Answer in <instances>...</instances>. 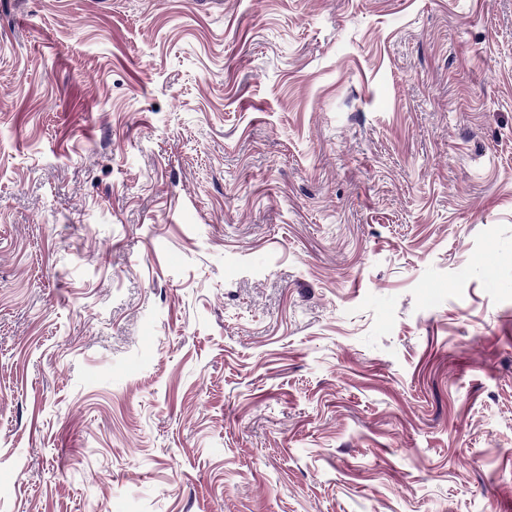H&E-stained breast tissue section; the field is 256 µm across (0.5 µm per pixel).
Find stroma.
<instances>
[{
    "instance_id": "1",
    "label": "stroma",
    "mask_w": 512,
    "mask_h": 512,
    "mask_svg": "<svg viewBox=\"0 0 512 512\" xmlns=\"http://www.w3.org/2000/svg\"><path fill=\"white\" fill-rule=\"evenodd\" d=\"M0 512H512V0H0Z\"/></svg>"
}]
</instances>
